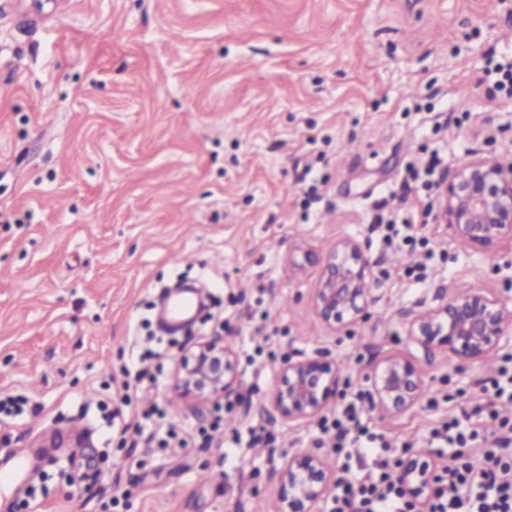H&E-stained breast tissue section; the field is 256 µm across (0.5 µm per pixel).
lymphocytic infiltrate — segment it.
Wrapping results in <instances>:
<instances>
[{"label":"lymphocytic infiltrate","mask_w":512,"mask_h":512,"mask_svg":"<svg viewBox=\"0 0 512 512\" xmlns=\"http://www.w3.org/2000/svg\"><path fill=\"white\" fill-rule=\"evenodd\" d=\"M363 399V392H356L333 418L319 424L321 435L333 438L337 453L343 454L344 469L357 471L337 483L331 512H416L396 474L399 462L390 442L361 421ZM134 430L160 448L174 447L178 440V425L165 421L153 406L140 413ZM478 439L477 428L456 416L430 430L429 447L451 451L437 475L430 512H512V419H500L498 436L476 462L470 449Z\"/></svg>","instance_id":"lymphocytic-infiltrate-1"}]
</instances>
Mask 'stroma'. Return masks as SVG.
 Returning <instances> with one entry per match:
<instances>
[{"mask_svg": "<svg viewBox=\"0 0 512 512\" xmlns=\"http://www.w3.org/2000/svg\"><path fill=\"white\" fill-rule=\"evenodd\" d=\"M30 2L0 0V395L27 399L0 418V449L65 436L27 480L46 490L35 512H279L269 449L336 464L315 422L268 405L288 359L335 360L341 392L365 391L371 359L410 352V319L448 294L512 305V240L462 244L438 195L404 182L435 152L442 182L478 152L512 164V96L475 83L512 63V0ZM400 196L416 243L390 254L371 224ZM344 238L370 260L373 302L332 328L312 293ZM201 276L198 313L166 329L167 287ZM217 330L239 353L237 395L181 396L182 346ZM135 335L167 350L138 402L190 427L187 447L98 427ZM419 362L413 409L363 405L404 462L426 427L486 404L512 348ZM259 427L268 442L248 446Z\"/></svg>", "mask_w": 512, "mask_h": 512, "instance_id": "35a3bbf8", "label": "stroma"}]
</instances>
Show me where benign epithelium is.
<instances>
[{
	"label": "benign epithelium",
	"mask_w": 512,
	"mask_h": 512,
	"mask_svg": "<svg viewBox=\"0 0 512 512\" xmlns=\"http://www.w3.org/2000/svg\"><path fill=\"white\" fill-rule=\"evenodd\" d=\"M439 217L467 244H487L512 238V166L487 157L465 163L442 186ZM369 258L353 239L331 251L314 291L315 309L324 323L353 324L367 318L372 302L365 288ZM409 339L428 353L443 348L461 361L479 360L512 346V309L481 292L452 294L439 307L416 315ZM341 369L322 357L290 359L284 364L270 396L272 410L288 422L320 416L336 395ZM370 398L380 416L412 408L424 385L417 359L391 354L372 365ZM178 390L202 400H218L237 392L236 354L214 336L186 350L178 361ZM280 512H321L338 477L318 453L299 449L267 456ZM438 467L414 459L401 469L421 507L430 508Z\"/></svg>",
	"instance_id": "benign-epithelium-1"
}]
</instances>
